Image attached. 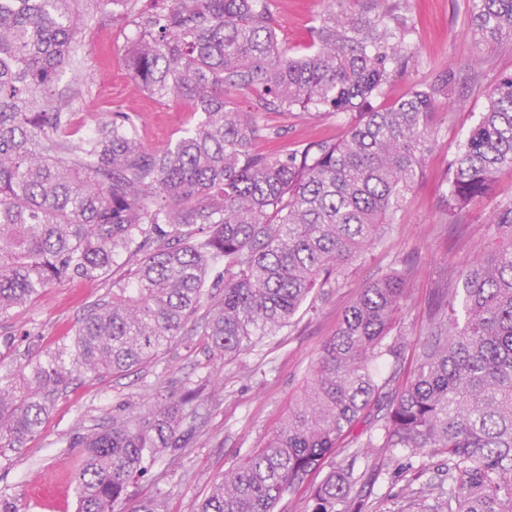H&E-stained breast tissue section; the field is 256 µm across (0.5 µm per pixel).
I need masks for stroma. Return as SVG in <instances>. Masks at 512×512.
<instances>
[{"label": "stroma", "instance_id": "1", "mask_svg": "<svg viewBox=\"0 0 512 512\" xmlns=\"http://www.w3.org/2000/svg\"><path fill=\"white\" fill-rule=\"evenodd\" d=\"M281 45L290 54L307 53L312 28L324 0H269ZM410 41L415 51L407 72H397L373 99L387 107L414 85L453 69L456 85L438 118V135L423 161L419 179L381 238L341 270L337 281L315 289L308 301L276 335L246 353L222 361L210 358L205 339L186 336L175 354L164 355L124 375H73L60 391L33 437L19 448L0 447V496L16 502L20 512H76L69 473L78 453L72 439L113 413L144 411L157 394L201 388L196 411L187 417L195 434L176 456L159 458L151 471L130 487L138 497L163 494L167 512H197L211 486L239 456L264 447L307 383L308 369L323 343L336 331L345 309L369 282L389 273L406 279V297L395 313L384 343L391 347L376 370L380 392L392 395L412 377L432 325L440 317L441 297L459 282L463 269L491 255L499 238L490 216L512 200V172L495 179V193L474 206L464 221L448 220L443 175L485 104L478 87L512 74V42L473 70L477 48L466 34L467 0H410ZM88 54L84 77L92 95L79 118L87 127L107 120L119 108L138 115V132L146 146L164 150L194 123L191 113L149 97L124 63L127 35L111 18L89 21L84 33ZM351 114L292 115L267 112L261 126L281 129L276 141L259 138L268 152L292 149L317 140L341 139ZM129 262L116 256L108 277L68 280L51 285L26 307L0 319V373L17 372L31 355L43 351L71 361L74 326L86 307L124 280ZM378 407L360 417L352 434L337 448L335 462L352 465L356 484L346 512H418L405 498L406 487L448 482L444 457L419 453L407 459L377 447Z\"/></svg>", "mask_w": 512, "mask_h": 512}]
</instances>
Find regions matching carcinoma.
Instances as JSON below:
<instances>
[{"instance_id": "1", "label": "carcinoma", "mask_w": 512, "mask_h": 512, "mask_svg": "<svg viewBox=\"0 0 512 512\" xmlns=\"http://www.w3.org/2000/svg\"><path fill=\"white\" fill-rule=\"evenodd\" d=\"M0 0V318L53 283L98 279L123 252L131 281L79 320L66 366L48 353L0 376V447L35 434L72 371L116 375L175 350L188 332L226 359L283 327L318 282L372 244L422 171L455 73L442 69L388 109H374L409 66L407 0H326L310 52L281 46L268 0ZM473 67L512 40V0H468ZM112 7L135 27L125 59L158 100L196 123L163 151L115 109L83 130L91 95L78 65L83 20ZM70 82L57 87L60 74ZM252 96L243 107L237 97ZM485 107L443 178L448 219L463 221L512 171V74L483 90ZM349 112L339 142L267 154L261 112ZM494 223L498 249L473 263L442 301L413 378L391 396L377 447L448 460V488H422V512H512V200ZM398 275L364 288L322 345L305 389L263 448L235 461L198 512H279L283 499L336 454L371 405ZM212 304L197 316L204 297ZM199 390L117 413L77 437L76 512H164L159 496L128 509L127 489L163 455L186 447ZM355 486L332 466L306 512H345Z\"/></svg>"}]
</instances>
